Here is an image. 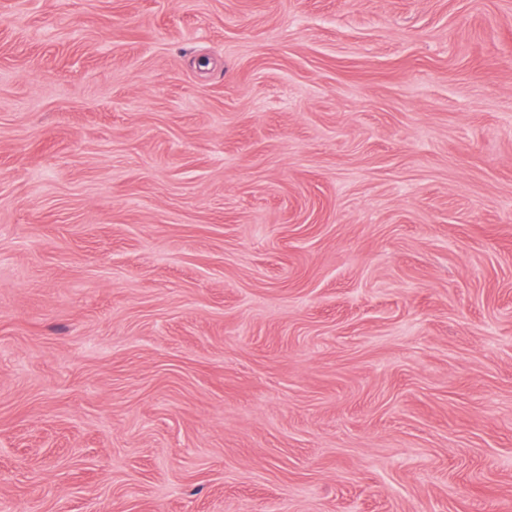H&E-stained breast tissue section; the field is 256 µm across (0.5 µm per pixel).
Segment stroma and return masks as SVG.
Returning a JSON list of instances; mask_svg holds the SVG:
<instances>
[{
	"label": "stroma",
	"instance_id": "1",
	"mask_svg": "<svg viewBox=\"0 0 512 512\" xmlns=\"http://www.w3.org/2000/svg\"><path fill=\"white\" fill-rule=\"evenodd\" d=\"M0 512H512V0H0Z\"/></svg>",
	"mask_w": 512,
	"mask_h": 512
}]
</instances>
